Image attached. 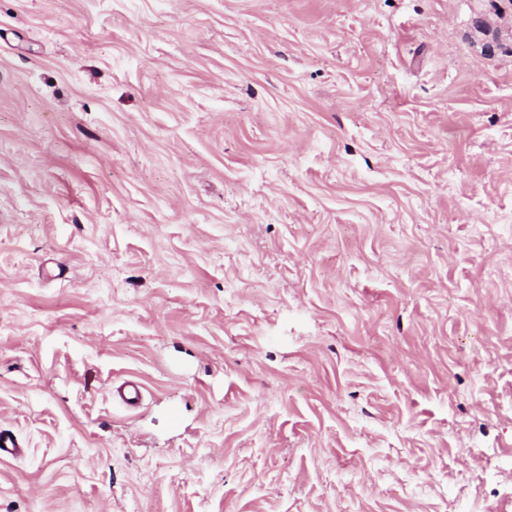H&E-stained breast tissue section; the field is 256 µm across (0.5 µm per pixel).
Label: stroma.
I'll list each match as a JSON object with an SVG mask.
<instances>
[{
    "instance_id": "1",
    "label": "stroma",
    "mask_w": 512,
    "mask_h": 512,
    "mask_svg": "<svg viewBox=\"0 0 512 512\" xmlns=\"http://www.w3.org/2000/svg\"><path fill=\"white\" fill-rule=\"evenodd\" d=\"M0 429V512H512V0H0Z\"/></svg>"
}]
</instances>
